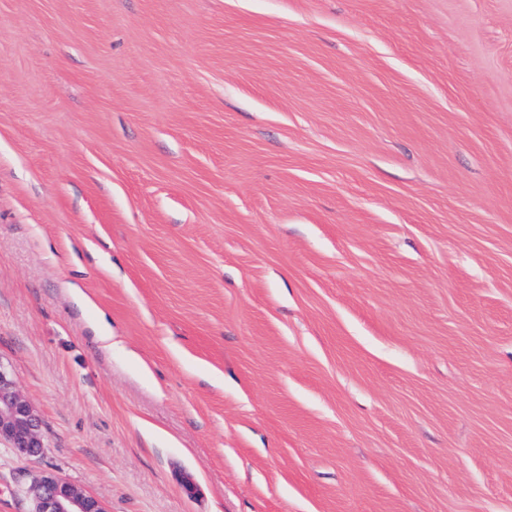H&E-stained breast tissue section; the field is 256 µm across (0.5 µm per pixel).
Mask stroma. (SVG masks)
<instances>
[{"instance_id": "35a3bbf8", "label": "stroma", "mask_w": 512, "mask_h": 512, "mask_svg": "<svg viewBox=\"0 0 512 512\" xmlns=\"http://www.w3.org/2000/svg\"><path fill=\"white\" fill-rule=\"evenodd\" d=\"M0 362V512H512V0H0ZM25 458L44 452L41 419L32 404L16 386L11 369L0 362V442ZM32 512H107L102 502L82 487L51 472L42 473L29 486Z\"/></svg>"}]
</instances>
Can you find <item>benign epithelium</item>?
Wrapping results in <instances>:
<instances>
[{
    "mask_svg": "<svg viewBox=\"0 0 512 512\" xmlns=\"http://www.w3.org/2000/svg\"><path fill=\"white\" fill-rule=\"evenodd\" d=\"M25 458L44 452L41 419L16 386L11 369L0 362V442ZM33 512H107L102 502L82 487L51 472L41 474L29 486Z\"/></svg>",
    "mask_w": 512,
    "mask_h": 512,
    "instance_id": "7a95c632",
    "label": "benign epithelium"
}]
</instances>
